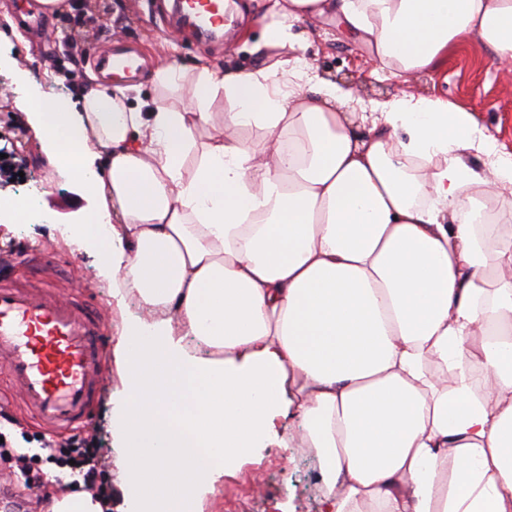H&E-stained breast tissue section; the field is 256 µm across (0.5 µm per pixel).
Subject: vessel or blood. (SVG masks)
<instances>
[{
  "label": "vessel or blood",
  "mask_w": 512,
  "mask_h": 512,
  "mask_svg": "<svg viewBox=\"0 0 512 512\" xmlns=\"http://www.w3.org/2000/svg\"><path fill=\"white\" fill-rule=\"evenodd\" d=\"M230 7V0H175L173 10L183 29L217 39ZM101 324L100 314L52 294L50 286H0V379L48 433L63 435L87 422L106 374Z\"/></svg>",
  "instance_id": "vessel-or-blood-1"
}]
</instances>
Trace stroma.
Wrapping results in <instances>:
<instances>
[{"label": "stroma", "instance_id": "stroma-1", "mask_svg": "<svg viewBox=\"0 0 512 512\" xmlns=\"http://www.w3.org/2000/svg\"><path fill=\"white\" fill-rule=\"evenodd\" d=\"M73 0H62L58 10L49 13L39 0H0V148L7 138L24 136L15 151L22 162L23 175L1 185L0 199L24 194L28 185H36L43 216L27 223L5 228L0 224V251L26 256L35 249L45 251L48 271L57 290L83 301L104 318V340L114 348L119 334L120 316L112 304V283L99 274V260L93 253L66 243L62 229L87 221L97 202L83 186L51 164L44 141L27 121L15 91L18 77L34 85L46 82L54 74L56 95L72 99L64 75L77 69L76 81L83 87H112L95 66L94 59L72 65L67 58L66 35L62 22ZM106 7L111 28L90 34L94 48H128L139 65L137 78L130 80L131 101L136 105L152 103L153 71L162 64L184 69L201 65L250 70L259 58L254 51L262 29L246 19L242 30L224 44L194 40L188 35L168 36L165 14L154 9L151 0H95ZM33 11L44 25L52 28V42H40L34 31L17 24L16 17ZM296 57L306 59L311 76L332 78L345 84L356 111H372L375 103L394 99L439 97L470 112L479 129L494 142L499 153L512 156V67L490 62L480 44H471L464 52L448 58L437 78L420 74L407 80L389 70L380 69L371 52L342 35L326 22L301 23ZM117 371H110L94 408L91 430L99 439L98 458L105 478L119 481V452L112 440V412L121 396ZM320 480L316 465L304 448L288 450L272 445L260 457L240 464L221 481V491L207 496L203 512H320Z\"/></svg>", "mask_w": 512, "mask_h": 512}]
</instances>
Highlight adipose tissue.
I'll use <instances>...</instances> for the list:
<instances>
[{"instance_id": "1", "label": "adipose tissue", "mask_w": 512, "mask_h": 512, "mask_svg": "<svg viewBox=\"0 0 512 512\" xmlns=\"http://www.w3.org/2000/svg\"><path fill=\"white\" fill-rule=\"evenodd\" d=\"M260 11L261 67H157L146 110L121 86L77 106L20 88L51 159L111 222L72 238L138 309L115 347L127 512H199L272 439L314 454L320 512H512V158L468 164L491 146L463 108L348 112L308 62L267 59L295 23L332 17L399 74L475 42L511 65L512 0ZM489 202L498 221L479 223ZM280 417L295 431L277 434Z\"/></svg>"}]
</instances>
